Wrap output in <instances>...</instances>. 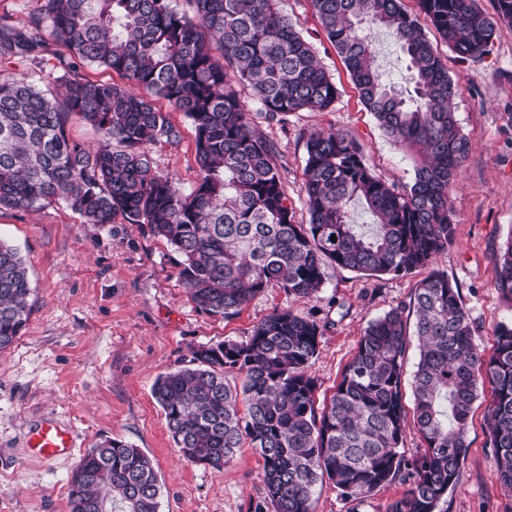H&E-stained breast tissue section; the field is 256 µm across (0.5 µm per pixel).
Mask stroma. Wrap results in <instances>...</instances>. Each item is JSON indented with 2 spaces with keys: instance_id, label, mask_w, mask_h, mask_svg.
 Returning a JSON list of instances; mask_svg holds the SVG:
<instances>
[{
  "instance_id": "1",
  "label": "stroma",
  "mask_w": 512,
  "mask_h": 512,
  "mask_svg": "<svg viewBox=\"0 0 512 512\" xmlns=\"http://www.w3.org/2000/svg\"><path fill=\"white\" fill-rule=\"evenodd\" d=\"M279 7L338 88L331 108L291 114L286 125L253 119L257 132L275 143L283 186L297 203L296 222L308 221L298 200L311 132L353 135L377 176L400 186L412 183L410 154L391 145L361 103L312 0H280ZM420 23L457 83L453 109L471 140L449 191L454 240L434 267L457 284L475 323V342L488 351L498 325L512 322V302L495 287L492 261L512 236V22H499L489 53L467 62L454 57L428 18ZM371 39L389 79L410 89L392 40L376 30ZM156 105L179 127L181 139L151 146L154 168L190 191L199 172L194 129L166 100ZM0 240L20 250L33 288L22 336L0 351V512H70L69 481L81 455L108 437L152 459L160 512H255L265 498L262 458L244 447L219 470L181 461L153 395L157 378L187 366L198 346L244 341L270 312L288 309L324 327L310 372L319 383L317 402L327 401L368 324L410 303L427 275L423 269L380 278L333 270L313 299L268 288L224 319L197 309L179 277L178 254L150 225L120 219L88 224L62 202L46 200L28 211H0ZM489 404L485 393L474 405L467 459L448 492V512H512V491L502 484L487 443ZM44 419L73 431L76 456L47 462L31 457L27 431ZM404 489L395 481L359 502L342 499L326 484L314 495L313 512H386Z\"/></svg>"
}]
</instances>
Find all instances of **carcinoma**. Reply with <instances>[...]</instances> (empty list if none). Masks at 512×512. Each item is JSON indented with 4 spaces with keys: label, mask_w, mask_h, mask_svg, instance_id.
I'll return each mask as SVG.
<instances>
[{
    "label": "carcinoma",
    "mask_w": 512,
    "mask_h": 512,
    "mask_svg": "<svg viewBox=\"0 0 512 512\" xmlns=\"http://www.w3.org/2000/svg\"><path fill=\"white\" fill-rule=\"evenodd\" d=\"M312 3L379 129L413 155L411 185L376 176L352 137L314 131L304 167L309 221L295 223L274 144L254 129L238 89L277 123L329 108L338 90L278 0H42L22 26L0 16V61L40 71L52 61L66 89H41L28 75L0 77V209L54 199L89 224L119 216L148 224L181 255L179 276L197 308L223 318L274 286L312 299L330 268L366 276L430 269L411 301L414 329L404 306L372 322L320 411L309 365L322 330L290 310H273L245 342L199 346L190 365L156 380L153 394L184 461L218 470L238 449L255 448L273 512H313L326 481L344 499L359 500L398 478L409 486L387 512H446L468 454L473 405L486 386L489 444L502 483L512 488V324L499 325L484 355L458 286L433 269L453 242L449 188L471 141L452 110L456 85L401 0ZM418 3L461 61L483 58L497 21L512 22V0H497L495 18L477 0ZM380 27L407 61L409 92L380 69L370 37ZM82 65L112 70L145 94L73 79ZM157 98L195 130L199 174L188 193L152 172L149 146L181 139ZM73 114L99 133L96 148L69 137ZM355 204L371 217L372 231L353 222ZM492 260L495 286L512 301V237ZM31 293L18 249L0 241V351L25 328ZM412 334L419 347L414 425L426 447L409 459L404 367ZM228 372L241 386L228 384ZM75 472L70 512H159L158 475L140 448L106 439Z\"/></svg>",
    "instance_id": "cac0c4a2"
}]
</instances>
